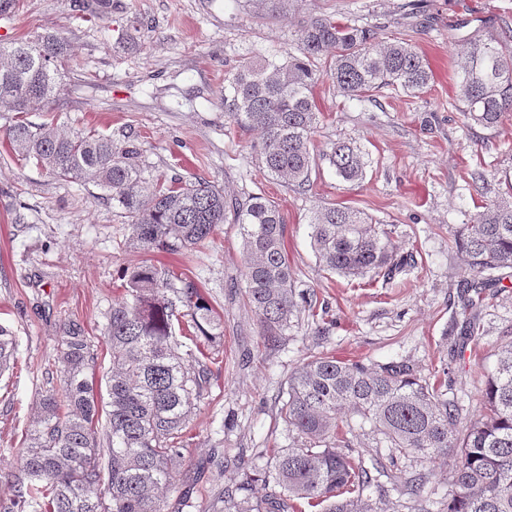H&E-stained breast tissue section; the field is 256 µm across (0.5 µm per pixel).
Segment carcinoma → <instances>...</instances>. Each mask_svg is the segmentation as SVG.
Returning <instances> with one entry per match:
<instances>
[{"label": "carcinoma", "instance_id": "1", "mask_svg": "<svg viewBox=\"0 0 512 512\" xmlns=\"http://www.w3.org/2000/svg\"><path fill=\"white\" fill-rule=\"evenodd\" d=\"M70 53L69 42L53 33L0 42V112L15 113L4 131L9 148L57 180L94 181L122 208L130 241L142 250L181 252L226 222L238 225L248 303L267 344H279L299 310L280 208L262 194L230 198L201 179L146 182L136 145L27 120L30 112L52 111ZM323 76L342 96L358 99L387 87L415 96L433 78L422 55L405 42L383 40L379 27L318 16L300 23L296 52L239 65L224 79V112L260 132L259 168L288 186H306L320 160L344 181L365 176L363 152L350 142L313 154L320 115L313 88ZM455 100L464 121L484 129L499 128L512 112V20L499 36L466 44ZM508 193L458 230V255L469 276L460 295L467 329L481 311L482 289L498 281L492 273L512 270V182ZM310 225L326 271L351 280L389 279L405 263L390 250L387 233L358 210L319 206ZM124 291L106 314L107 397L97 390L90 339L70 319L57 357L61 389L41 395L27 450L10 473L14 496L0 502V512H164L195 402L210 382L217 322L195 283L163 266L134 267ZM185 317L195 349L183 352L175 325ZM15 352L14 337L0 328V374ZM441 387L406 364L368 368L333 355L304 361L280 409L297 441L274 459L278 490L266 512H301V500L321 512H375L363 493L373 487L383 497L386 490L345 452L350 436L367 425L393 462L413 454L453 459L448 512H512V342L488 375L485 414L462 433L458 406L443 398Z\"/></svg>", "mask_w": 512, "mask_h": 512}]
</instances>
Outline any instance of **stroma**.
Wrapping results in <instances>:
<instances>
[{
	"instance_id": "stroma-1",
	"label": "stroma",
	"mask_w": 512,
	"mask_h": 512,
	"mask_svg": "<svg viewBox=\"0 0 512 512\" xmlns=\"http://www.w3.org/2000/svg\"><path fill=\"white\" fill-rule=\"evenodd\" d=\"M292 0L283 13L261 0H110L92 21L76 0H19L0 19V41L51 32L72 55L63 68L52 112L31 122L92 126L115 144L140 146L147 179H204L232 197L259 191L286 218L285 249L296 293L312 299L278 346L267 345L245 294L239 227L221 226L186 254L147 253L130 242L118 207L90 180L59 181L0 147V326L16 338L13 365L0 374V500L12 498L9 474L24 452L61 343L62 325L79 320L101 368L111 353L105 314L120 299L127 268L153 260L203 288L220 322L207 391L187 427L188 439L166 512H222L225 489L239 481L238 460L264 469L292 439L280 416L288 379L306 359L333 354L368 366L407 364L459 406V425L479 413L486 377L499 348L512 342V276L493 289L472 336L454 323L465 278L454 234L484 204L470 172L491 186L512 173V112L502 128H468L456 109L457 52L464 39L498 34L512 19V0ZM383 27L427 59L433 79L410 97L389 88L374 100H350L331 80L314 97L321 111L315 153L342 140L360 146L362 181L338 178L328 165L309 186L288 187L259 169L256 131L224 112V76L258 53L295 50L297 27L310 16ZM325 203L351 207L380 222L396 255L414 266L392 278L347 280L319 265L309 219ZM462 348L459 358L451 349ZM352 456L387 462L386 498L365 495L382 512H447L452 469L447 459L410 455L389 465V451L366 436L352 438ZM422 476L419 493L408 482Z\"/></svg>"
}]
</instances>
